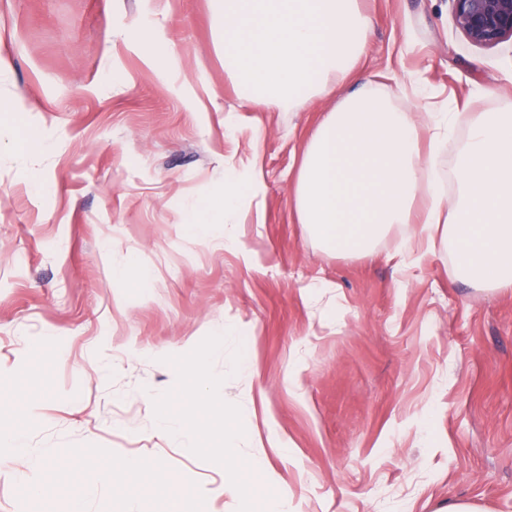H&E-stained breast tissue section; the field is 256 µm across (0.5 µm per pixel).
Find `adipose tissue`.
<instances>
[{
    "instance_id": "obj_1",
    "label": "adipose tissue",
    "mask_w": 512,
    "mask_h": 512,
    "mask_svg": "<svg viewBox=\"0 0 512 512\" xmlns=\"http://www.w3.org/2000/svg\"><path fill=\"white\" fill-rule=\"evenodd\" d=\"M224 16V70L276 112L284 95L310 90L333 100L305 144L294 188V208L326 252L371 255L376 244L404 224L419 225L405 239L410 266H420L438 242L458 257L454 278L487 289L512 288V106L476 113L457 144L452 195H444L434 159L451 137L453 112H433L429 150L419 146L410 109L392 103L354 70L371 35L361 0H213ZM264 194L252 163L224 165L219 207H197L191 227L201 238L238 248L228 232L242 217V196ZM212 351L175 358L182 382L181 411H164L160 428L187 449L204 447L207 431L185 437L181 412L208 417L221 430L229 467L257 479L264 466L231 456L236 419L222 412V394L209 383Z\"/></svg>"
}]
</instances>
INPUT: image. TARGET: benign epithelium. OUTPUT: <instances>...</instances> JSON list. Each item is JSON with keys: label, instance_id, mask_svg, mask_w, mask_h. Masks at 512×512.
I'll return each mask as SVG.
<instances>
[{"label": "benign epithelium", "instance_id": "7a95c632", "mask_svg": "<svg viewBox=\"0 0 512 512\" xmlns=\"http://www.w3.org/2000/svg\"><path fill=\"white\" fill-rule=\"evenodd\" d=\"M457 28L476 45L512 39V0H451Z\"/></svg>", "mask_w": 512, "mask_h": 512}]
</instances>
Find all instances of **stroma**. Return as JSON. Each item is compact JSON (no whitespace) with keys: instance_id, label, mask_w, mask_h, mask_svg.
I'll return each instance as SVG.
<instances>
[{"instance_id":"35a3bbf8","label":"stroma","mask_w":512,"mask_h":512,"mask_svg":"<svg viewBox=\"0 0 512 512\" xmlns=\"http://www.w3.org/2000/svg\"><path fill=\"white\" fill-rule=\"evenodd\" d=\"M362 6L356 69L394 101L418 84L415 110L455 106L460 138L512 103V40L470 44L450 0ZM223 35L212 0H0V376L60 343L27 443L158 460L183 512H254L219 430L191 452L158 427L180 390L172 358L226 326L244 365L215 354L206 371L238 415L234 456L264 461L285 512H512V292L456 281L445 245L401 270L402 226L368 257L323 251L293 188L332 103H246ZM249 157L264 200L243 197L227 250L189 229L190 209L222 193L225 160ZM129 262L147 287L113 279ZM25 470L0 467V512H69L81 486L24 499Z\"/></svg>"}]
</instances>
